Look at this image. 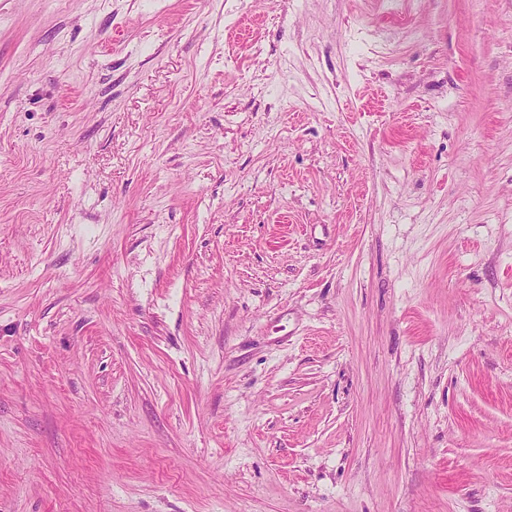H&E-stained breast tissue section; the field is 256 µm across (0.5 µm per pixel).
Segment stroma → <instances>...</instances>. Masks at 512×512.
Segmentation results:
<instances>
[{"label":"stroma","instance_id":"35a3bbf8","mask_svg":"<svg viewBox=\"0 0 512 512\" xmlns=\"http://www.w3.org/2000/svg\"><path fill=\"white\" fill-rule=\"evenodd\" d=\"M0 512H512V0H0Z\"/></svg>","mask_w":512,"mask_h":512}]
</instances>
